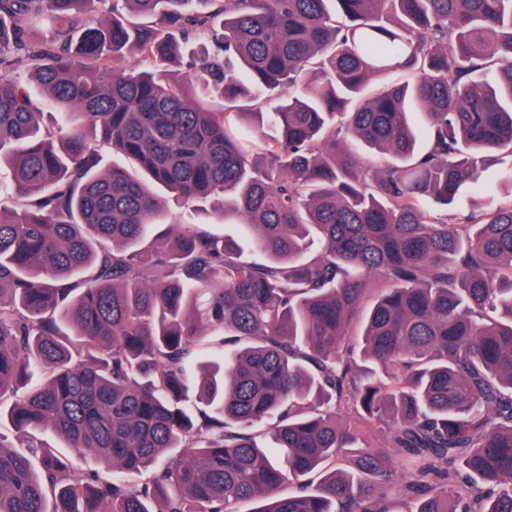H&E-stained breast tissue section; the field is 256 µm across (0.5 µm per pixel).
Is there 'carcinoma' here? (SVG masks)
<instances>
[{"instance_id": "obj_1", "label": "carcinoma", "mask_w": 512, "mask_h": 512, "mask_svg": "<svg viewBox=\"0 0 512 512\" xmlns=\"http://www.w3.org/2000/svg\"><path fill=\"white\" fill-rule=\"evenodd\" d=\"M201 36L210 105L158 74ZM102 143L130 167L99 170ZM490 152L512 155V0H0V512H512V203L425 208ZM159 189L222 198L261 259L154 232ZM209 332L240 349L196 360ZM470 207V193L468 188L462 189L459 197L456 202L448 206V209L445 207L434 206V213L437 217H441L448 221V224H453L457 222L458 218L463 217L468 213Z\"/></svg>"}]
</instances>
